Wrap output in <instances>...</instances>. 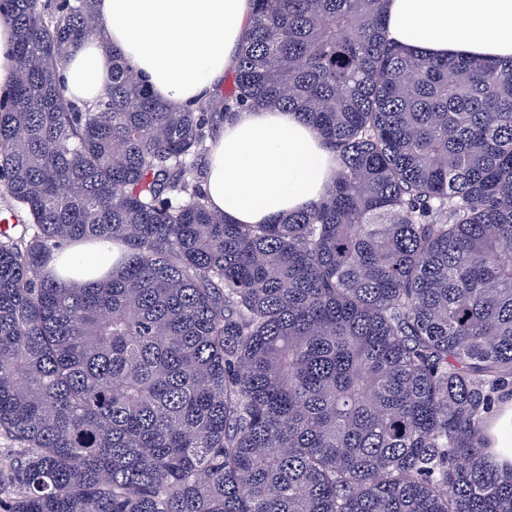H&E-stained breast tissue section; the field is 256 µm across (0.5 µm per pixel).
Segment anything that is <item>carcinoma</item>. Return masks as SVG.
Listing matches in <instances>:
<instances>
[{
    "label": "carcinoma",
    "instance_id": "carcinoma-1",
    "mask_svg": "<svg viewBox=\"0 0 512 512\" xmlns=\"http://www.w3.org/2000/svg\"><path fill=\"white\" fill-rule=\"evenodd\" d=\"M5 2L0 512H512V59L410 55L387 0H253L230 88L175 111L114 50L80 107L58 72L93 0ZM248 104L336 155L270 224L203 188ZM96 241L112 276L51 267ZM14 34L11 25L0 20V97L10 89V77L14 67Z\"/></svg>",
    "mask_w": 512,
    "mask_h": 512
}]
</instances>
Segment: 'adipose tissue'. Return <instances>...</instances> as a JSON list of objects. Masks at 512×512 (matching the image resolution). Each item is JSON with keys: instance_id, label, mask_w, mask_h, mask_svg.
<instances>
[{"instance_id": "1", "label": "adipose tissue", "mask_w": 512, "mask_h": 512, "mask_svg": "<svg viewBox=\"0 0 512 512\" xmlns=\"http://www.w3.org/2000/svg\"><path fill=\"white\" fill-rule=\"evenodd\" d=\"M103 27L72 49L61 71L78 104L99 98L120 51L154 96L183 110L208 97L233 70L252 0H95ZM389 38L432 57L512 58V0H388ZM334 154L300 115L246 107L211 146L204 189L232 224H268L318 202L330 188ZM59 266L111 271V244L65 246Z\"/></svg>"}]
</instances>
